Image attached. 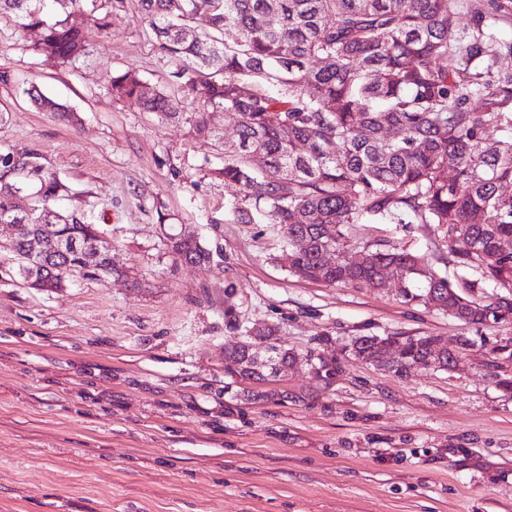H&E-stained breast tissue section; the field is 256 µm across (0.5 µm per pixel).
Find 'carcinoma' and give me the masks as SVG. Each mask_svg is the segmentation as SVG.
<instances>
[{
	"mask_svg": "<svg viewBox=\"0 0 512 512\" xmlns=\"http://www.w3.org/2000/svg\"><path fill=\"white\" fill-rule=\"evenodd\" d=\"M141 20L177 63L172 72L195 106V129L212 132L217 110L238 116L235 143L224 147V181L246 189L241 224H276L288 240L282 255L294 275L327 283H383L471 325L512 324V41L485 32L512 17V0H486L473 31L457 35L459 0H137ZM65 17L53 22L49 10ZM99 0H0V15L39 32L38 50L62 64L85 53L106 17ZM199 13L208 27L193 26ZM31 101L68 116L67 106L34 88ZM112 93L143 111L176 118L181 101L132 71L112 77ZM510 136L489 147L486 130ZM455 175L448 177V160ZM41 222L20 226L15 252L43 225L60 224L85 242L99 230L84 213L56 208L62 184L28 155L0 156V221L17 220L14 200L29 189ZM433 224L451 243L456 264L481 279L454 287L424 259L395 245L367 251L359 267L346 254L353 224ZM45 235V234H43ZM307 247L299 249L295 239ZM175 261L203 265L211 253L196 237L167 235ZM335 249L332 266L323 252ZM37 276L61 289L87 278L50 235ZM493 282L510 292L487 301ZM275 329L254 327L224 352V374L266 382L299 362L271 343ZM351 355L403 375L414 366L448 370L457 355L440 336H357Z\"/></svg>",
	"mask_w": 512,
	"mask_h": 512,
	"instance_id": "1",
	"label": "carcinoma"
}]
</instances>
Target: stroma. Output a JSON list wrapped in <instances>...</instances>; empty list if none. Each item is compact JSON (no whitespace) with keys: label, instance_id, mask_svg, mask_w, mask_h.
<instances>
[{"label":"stroma","instance_id":"obj_1","mask_svg":"<svg viewBox=\"0 0 512 512\" xmlns=\"http://www.w3.org/2000/svg\"><path fill=\"white\" fill-rule=\"evenodd\" d=\"M108 26L61 66L36 33L0 17V154L31 155L112 241L122 277L30 287L0 247V512H512V324L470 326L374 288L292 275L272 224H241L225 183L232 112L217 137L113 96L135 70L179 95L173 64L137 12L105 0ZM36 87L75 122L37 109ZM194 233L206 266L175 262L169 233ZM391 244L451 284L459 268L427 224H356V256ZM139 287H130V279ZM269 325L299 354L337 359L324 380L297 364L266 383L224 374V349ZM435 335L472 346L448 371L397 376L355 360L357 336Z\"/></svg>","mask_w":512,"mask_h":512}]
</instances>
